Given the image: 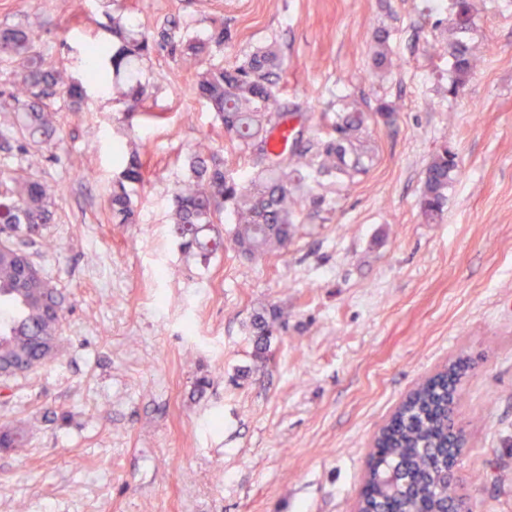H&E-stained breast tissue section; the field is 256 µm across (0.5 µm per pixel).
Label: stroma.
<instances>
[{
	"mask_svg": "<svg viewBox=\"0 0 512 512\" xmlns=\"http://www.w3.org/2000/svg\"><path fill=\"white\" fill-rule=\"evenodd\" d=\"M149 32L166 22L232 38V66L275 46L280 96L315 141L337 114L368 113L371 147L354 177L309 173L287 250L248 259L185 252L173 195L209 143L233 175L251 170L195 77L167 53L142 69L159 122L128 141L112 95L60 111L54 157L16 169L58 185L54 220L29 248L63 293L65 350L0 379V512H353L380 427L417 383L465 356L456 423L469 444L458 494L473 512H512V0H118ZM0 0V27L39 37L46 62L80 77L105 40L104 0ZM385 33L386 67L372 46ZM481 64L460 89L450 50ZM392 123L376 117L379 104ZM458 167L442 212L425 218V169L440 148ZM138 149L139 214L118 224L107 193L118 151ZM280 307L288 327L255 355L251 319Z\"/></svg>",
	"mask_w": 512,
	"mask_h": 512,
	"instance_id": "obj_1",
	"label": "stroma"
}]
</instances>
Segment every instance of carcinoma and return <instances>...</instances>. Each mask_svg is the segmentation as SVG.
Listing matches in <instances>:
<instances>
[{
  "label": "carcinoma",
  "instance_id": "carcinoma-1",
  "mask_svg": "<svg viewBox=\"0 0 512 512\" xmlns=\"http://www.w3.org/2000/svg\"><path fill=\"white\" fill-rule=\"evenodd\" d=\"M104 25L110 39L89 44L84 79L68 77L44 64L35 33L26 27L0 29V60L13 65L11 88L0 91V112L8 114L5 129L17 135L28 167L40 164L58 136L53 99L60 95L71 112L87 101V85L104 92L117 90L130 133L156 123L162 114L144 107L146 86L136 77L138 65L157 51L179 59L196 72L197 96L221 118L250 168L257 174L246 181L224 170V159L208 144H199L191 159L192 179L174 195L173 232L184 251L203 259L219 249H232L245 256L269 255L288 245L295 233V192L300 167H315L320 175L347 174L363 164L365 150L360 140L362 113L338 118L332 132L317 143L292 130L289 149L274 155L270 139L279 127L289 126L298 106L279 97L278 86L285 61L270 46L259 48L239 64L224 67L209 62L213 49L224 45L228 32L214 26L209 35L176 36L164 28L155 35L142 31L117 9L106 14ZM456 91L475 71L477 60L464 45L451 52ZM456 161L448 148H441L429 162L420 196L426 217L442 211L447 201L448 180ZM144 181L138 150L125 156L124 166L108 192V206L118 224L137 223L131 200L134 186ZM58 189L0 167V374L34 369L58 356L64 348L62 327L64 300L58 290L29 259L31 236L53 220ZM234 218L228 238L209 235L223 223L225 212ZM283 312L272 307L257 313L251 328L255 354L265 357L268 337L285 328ZM467 359L459 357L411 393L392 420L375 438L379 459L367 474L370 504L383 512H443L453 499V490L433 467L447 465L448 406L460 401L458 385L467 374ZM26 444L20 428H1V448Z\"/></svg>",
  "mask_w": 512,
  "mask_h": 512
}]
</instances>
